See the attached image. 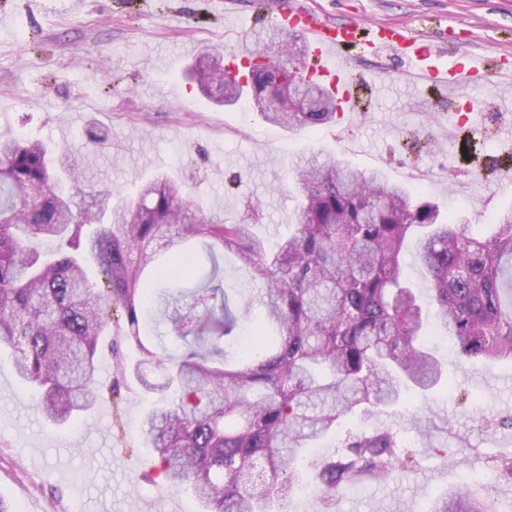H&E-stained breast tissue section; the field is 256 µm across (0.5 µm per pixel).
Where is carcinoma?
I'll use <instances>...</instances> for the list:
<instances>
[{"mask_svg": "<svg viewBox=\"0 0 512 512\" xmlns=\"http://www.w3.org/2000/svg\"><path fill=\"white\" fill-rule=\"evenodd\" d=\"M197 56L201 92L253 111L290 131L334 123L336 98L307 78L293 43L248 79L251 93ZM317 94L321 112H294L290 90ZM283 96L276 112L265 106ZM54 165L47 146L0 135V345L34 389L36 408L55 426L78 422L100 395L97 353L116 312L119 337L140 359L132 374L147 395L174 399L150 411L141 438L172 486L192 494L200 512H274L301 479L302 451L341 422L399 402L409 388L428 391L444 365L424 347L423 307L402 262L415 243L428 280L429 303L457 352L486 362L512 360V211L495 231L468 234L435 203L360 170L332 154H315L293 170L302 200L295 232L267 251L252 232L250 206L226 224L187 201L182 186L158 176L136 199L109 205L95 192V211L74 214L62 179L76 184V152ZM230 252L263 284L265 309L256 346L228 363L223 341L238 324L226 291L212 285L217 252ZM103 274L93 282L88 265ZM200 274L194 288H180ZM161 294L163 315L182 354L158 353L143 318ZM269 475L250 479L258 462ZM410 455L390 429L347 435L335 455L316 462L308 484L330 512L336 494L364 478L411 473ZM463 483L440 495L431 512H489Z\"/></svg>", "mask_w": 512, "mask_h": 512, "instance_id": "1", "label": "carcinoma"}]
</instances>
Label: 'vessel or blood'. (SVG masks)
<instances>
[{"instance_id":"b4317fda","label":"vessel or blood","mask_w":512,"mask_h":512,"mask_svg":"<svg viewBox=\"0 0 512 512\" xmlns=\"http://www.w3.org/2000/svg\"><path fill=\"white\" fill-rule=\"evenodd\" d=\"M252 22H267L285 32H297L308 38L318 68L316 77L335 94L340 111H350L357 85L343 72L341 60L347 49L364 44L374 54L393 52L412 63L417 78L437 83L444 96H454L458 86L468 79L488 74H511L512 57L502 55L481 63L466 61L443 71L436 61L457 54L456 41L428 39L415 35L400 24L374 23L367 26L355 22H329L297 4L276 8L266 13L253 11Z\"/></svg>"}]
</instances>
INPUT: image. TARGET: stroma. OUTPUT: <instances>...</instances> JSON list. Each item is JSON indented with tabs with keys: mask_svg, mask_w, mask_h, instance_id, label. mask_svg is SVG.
<instances>
[{
	"mask_svg": "<svg viewBox=\"0 0 512 512\" xmlns=\"http://www.w3.org/2000/svg\"><path fill=\"white\" fill-rule=\"evenodd\" d=\"M0 25V134H23L50 149L78 147L80 182L69 192L75 212L91 190L135 196L157 175L179 181L205 213L236 224L246 203L258 205L253 227L266 244L291 231L300 200L291 168L314 152L351 167L382 170L436 203L442 213L490 234L494 217L512 208V126L501 123L512 98L498 79L477 78L463 99L442 98L416 83L392 53H352L349 68L362 85L358 110L335 123L296 132L265 122L242 105L219 106L188 78L194 55L210 50L221 65L241 62L243 42H260L270 28L226 26L225 15L252 11V0H6ZM325 19L398 23L437 39L456 34L461 55H512V0H301ZM107 141L88 143V128ZM221 285L242 312V335L263 314L259 283L234 255H225ZM448 385L407 394L399 405L356 418L352 432L389 428L414 455L404 478L365 480L347 490L333 512H430L436 493L485 473L472 484L494 512H512V475L494 471L512 457V361L485 363L435 349ZM135 362L126 344L102 347L98 377L121 390L102 395L69 427L47 424L35 409L7 350L0 348V498L20 512H198L188 493L159 474L143 478L149 451L139 433L152 399L123 385L116 355Z\"/></svg>",
	"mask_w": 512,
	"mask_h": 512,
	"instance_id": "1",
	"label": "stroma"
}]
</instances>
